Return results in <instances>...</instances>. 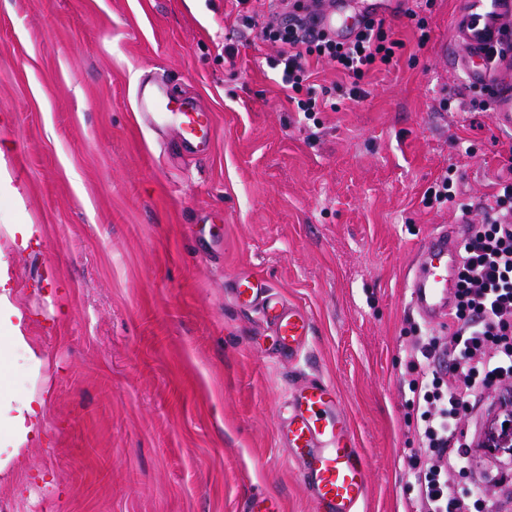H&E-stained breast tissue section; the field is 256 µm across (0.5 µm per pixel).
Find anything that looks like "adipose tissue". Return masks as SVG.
<instances>
[{
	"mask_svg": "<svg viewBox=\"0 0 512 512\" xmlns=\"http://www.w3.org/2000/svg\"><path fill=\"white\" fill-rule=\"evenodd\" d=\"M7 283L0 274V475L24 468L28 448L43 435L45 419L43 396L24 390L18 380L22 369L37 370L42 359Z\"/></svg>",
	"mask_w": 512,
	"mask_h": 512,
	"instance_id": "ef3b65f1",
	"label": "adipose tissue"
}]
</instances>
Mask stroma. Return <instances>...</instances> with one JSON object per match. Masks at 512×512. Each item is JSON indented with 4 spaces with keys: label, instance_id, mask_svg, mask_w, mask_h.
<instances>
[{
    "label": "stroma",
    "instance_id": "1",
    "mask_svg": "<svg viewBox=\"0 0 512 512\" xmlns=\"http://www.w3.org/2000/svg\"><path fill=\"white\" fill-rule=\"evenodd\" d=\"M460 7L435 0L423 44L387 20L403 47L363 100L320 67L313 137L229 0H0V269L47 405L0 512H245L257 494L312 512L276 437L278 402L309 376L336 384L366 454L361 512H410L407 276L512 161V132L443 63ZM153 76L214 113L209 157L139 118ZM443 95L466 110L436 111ZM445 173L461 195L426 206ZM18 224L36 226L28 244ZM240 271L311 314L306 355L277 357L230 300Z\"/></svg>",
    "mask_w": 512,
    "mask_h": 512
}]
</instances>
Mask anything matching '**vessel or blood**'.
<instances>
[{"mask_svg": "<svg viewBox=\"0 0 512 512\" xmlns=\"http://www.w3.org/2000/svg\"><path fill=\"white\" fill-rule=\"evenodd\" d=\"M384 0H322L312 16L315 29L346 40L364 20L385 17ZM452 24L455 70L476 87L492 90V119L512 131V0H463ZM136 108L150 126L177 124L181 144L208 156L214 146L211 112L194 101H177L160 83L140 81ZM464 240L445 230L422 246L407 288L408 305L431 325L448 320L453 277ZM231 300L258 314L279 355L293 359L313 333L310 314L288 302L262 277L243 271L230 283ZM278 438L295 465L312 512H361L368 498V463L335 386L313 377L289 384L279 402Z\"/></svg>", "mask_w": 512, "mask_h": 512, "instance_id": "1", "label": "vessel or blood"}]
</instances>
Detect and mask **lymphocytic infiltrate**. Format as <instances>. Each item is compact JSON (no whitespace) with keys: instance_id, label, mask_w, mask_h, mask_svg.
Returning a JSON list of instances; mask_svg holds the SVG:
<instances>
[{"instance_id":"lymphocytic-infiltrate-1","label":"lymphocytic infiltrate","mask_w":512,"mask_h":512,"mask_svg":"<svg viewBox=\"0 0 512 512\" xmlns=\"http://www.w3.org/2000/svg\"><path fill=\"white\" fill-rule=\"evenodd\" d=\"M235 7L247 26H259L262 40L275 46L266 63L289 103L308 120L318 109L314 97L301 95L312 77L311 61L334 64L351 80L349 99L359 100L367 94L365 77L391 67L402 46L382 20L363 21L347 43L311 33L299 18L281 22L280 13L301 10L300 0H235ZM497 181L492 202L480 207L479 220L467 228L447 337L429 328L411 339L404 383L416 413V446L409 456L415 512H512L511 480H494L490 495L450 480L454 474L466 479L473 468L463 424L485 392L512 386V166Z\"/></svg>"}]
</instances>
